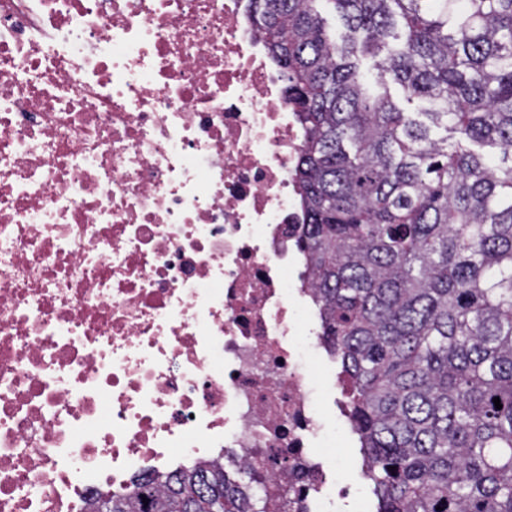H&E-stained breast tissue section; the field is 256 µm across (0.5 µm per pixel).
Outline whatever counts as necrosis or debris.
I'll return each instance as SVG.
<instances>
[{
	"instance_id": "necrosis-or-debris-1",
	"label": "necrosis or debris",
	"mask_w": 512,
	"mask_h": 512,
	"mask_svg": "<svg viewBox=\"0 0 512 512\" xmlns=\"http://www.w3.org/2000/svg\"><path fill=\"white\" fill-rule=\"evenodd\" d=\"M249 0H0V512L219 461L375 512Z\"/></svg>"
}]
</instances>
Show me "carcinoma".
I'll return each mask as SVG.
<instances>
[{
	"label": "carcinoma",
	"instance_id": "carcinoma-1",
	"mask_svg": "<svg viewBox=\"0 0 512 512\" xmlns=\"http://www.w3.org/2000/svg\"><path fill=\"white\" fill-rule=\"evenodd\" d=\"M320 2L249 0V20L306 131L304 249L373 494L512 512V0H328L339 37ZM132 486L112 512H266L217 463Z\"/></svg>",
	"mask_w": 512,
	"mask_h": 512
}]
</instances>
